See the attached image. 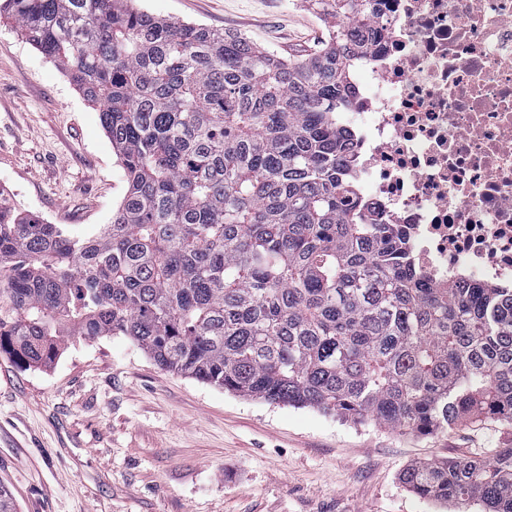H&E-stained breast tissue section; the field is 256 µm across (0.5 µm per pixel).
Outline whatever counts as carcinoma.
Here are the masks:
<instances>
[{"label":"carcinoma","mask_w":512,"mask_h":512,"mask_svg":"<svg viewBox=\"0 0 512 512\" xmlns=\"http://www.w3.org/2000/svg\"><path fill=\"white\" fill-rule=\"evenodd\" d=\"M133 0H0L99 108L127 190L98 233L0 192V354L45 366L125 336L160 368L408 434L512 425V288L434 285L357 208L354 51L375 0H316L329 39L286 60ZM421 498L512 512V448L420 461Z\"/></svg>","instance_id":"1"}]
</instances>
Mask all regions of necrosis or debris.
<instances>
[{"mask_svg": "<svg viewBox=\"0 0 512 512\" xmlns=\"http://www.w3.org/2000/svg\"><path fill=\"white\" fill-rule=\"evenodd\" d=\"M337 115L358 205L442 283L512 286V0H379Z\"/></svg>", "mask_w": 512, "mask_h": 512, "instance_id": "necrosis-or-debris-1", "label": "necrosis or debris"}]
</instances>
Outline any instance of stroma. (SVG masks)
I'll return each mask as SVG.
<instances>
[{"instance_id":"1","label":"stroma","mask_w":512,"mask_h":512,"mask_svg":"<svg viewBox=\"0 0 512 512\" xmlns=\"http://www.w3.org/2000/svg\"><path fill=\"white\" fill-rule=\"evenodd\" d=\"M284 57L327 39L308 0H137ZM0 187L79 236L111 223L127 184L96 106L0 19ZM490 418L429 436L244 397L169 372L128 338L68 343L50 367L0 356V484L18 512H479L419 498L418 461L491 457Z\"/></svg>"}]
</instances>
